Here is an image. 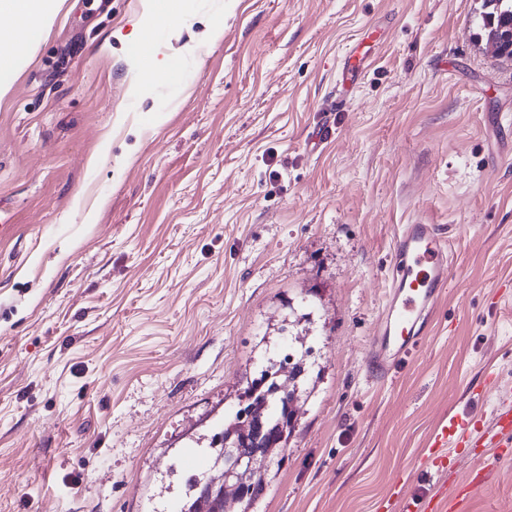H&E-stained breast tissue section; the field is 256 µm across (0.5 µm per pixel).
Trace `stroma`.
Listing matches in <instances>:
<instances>
[{
  "instance_id": "35a3bbf8",
  "label": "stroma",
  "mask_w": 512,
  "mask_h": 512,
  "mask_svg": "<svg viewBox=\"0 0 512 512\" xmlns=\"http://www.w3.org/2000/svg\"><path fill=\"white\" fill-rule=\"evenodd\" d=\"M58 0L0 73V512H179L267 358L307 346L255 512H379L445 415L512 387V59L482 0ZM223 24L218 41L207 25ZM373 62L335 112L349 44ZM403 224L452 242L409 365L377 380ZM208 462L190 471L186 449ZM466 512H512V461ZM176 3H171L169 5L168 10L166 11H157L152 9L151 15L152 19L149 22V25H143V28H140L137 34L138 44H142L145 42L150 36L151 32L158 28H172L174 19L176 16ZM176 63L173 59L163 58L157 59L154 57L148 67L140 65V70L136 81L140 84L150 85L154 82L168 80L171 78Z\"/></svg>"
}]
</instances>
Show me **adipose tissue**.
I'll return each instance as SVG.
<instances>
[{"instance_id": "ef3b65f1", "label": "adipose tissue", "mask_w": 512, "mask_h": 512, "mask_svg": "<svg viewBox=\"0 0 512 512\" xmlns=\"http://www.w3.org/2000/svg\"><path fill=\"white\" fill-rule=\"evenodd\" d=\"M55 9L56 0H0V12L13 19L11 27H0V71L17 67L40 33L38 20Z\"/></svg>"}]
</instances>
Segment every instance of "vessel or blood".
Returning a JSON list of instances; mask_svg holds the SVG:
<instances>
[{
	"instance_id": "b4317fda",
	"label": "vessel or blood",
	"mask_w": 512,
	"mask_h": 512,
	"mask_svg": "<svg viewBox=\"0 0 512 512\" xmlns=\"http://www.w3.org/2000/svg\"><path fill=\"white\" fill-rule=\"evenodd\" d=\"M366 56L352 49L341 71L342 91H349L365 70ZM450 246L436 225H403L394 244L391 284L380 325L368 350L373 374L400 369L425 336L448 285ZM428 467L438 475L433 489L409 494L408 482L397 479L387 497V512H462L484 489L490 472L512 458V401L502 400L490 418L469 412L445 416L429 436ZM470 463L456 477L459 460Z\"/></svg>"
}]
</instances>
